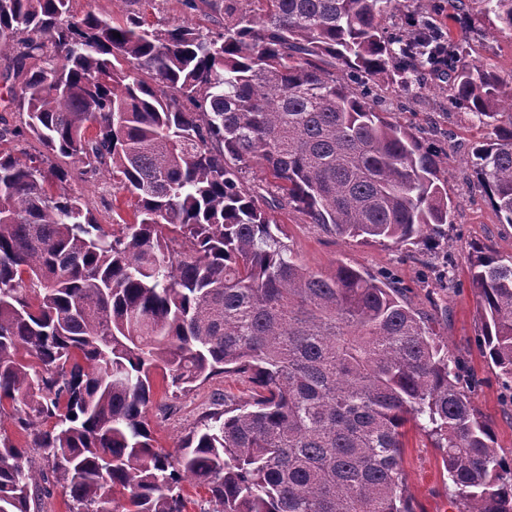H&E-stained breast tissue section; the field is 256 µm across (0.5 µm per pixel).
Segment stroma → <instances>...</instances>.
<instances>
[{"label": "stroma", "mask_w": 512, "mask_h": 512, "mask_svg": "<svg viewBox=\"0 0 512 512\" xmlns=\"http://www.w3.org/2000/svg\"><path fill=\"white\" fill-rule=\"evenodd\" d=\"M443 2L433 0L440 8L438 19L464 48L467 58L494 70L503 84L512 85V32L505 30L496 38L486 39L482 32L490 25L488 17L452 18L443 10ZM395 118L425 129L426 142L447 156L443 168L454 202L447 236L430 247L406 250L326 232L291 207L276 211L274 218L296 258L310 271L330 275L343 263L371 273L389 272L401 282L413 308L431 314L436 307L447 306V319L436 320L434 329L450 352L465 358L476 382L472 404L488 423L501 455L512 460V399L477 346L481 322L468 277L475 250L512 255V224L500 223L470 164L474 147L486 140L488 130L475 125L468 113L442 109L431 91L410 100L407 110L396 113ZM60 165L69 172L63 188L80 196L100 223L132 221V199L119 189L111 172H100L85 182L73 174L71 160H61ZM224 396L237 403L250 401L253 386L244 377L216 374L177 395L157 387L148 418L158 447L178 454L181 439ZM401 469L415 512H456L440 452L418 427L408 430Z\"/></svg>", "instance_id": "1"}]
</instances>
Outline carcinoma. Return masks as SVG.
<instances>
[{"instance_id":"cac0c4a2","label":"carcinoma","mask_w":512,"mask_h":512,"mask_svg":"<svg viewBox=\"0 0 512 512\" xmlns=\"http://www.w3.org/2000/svg\"><path fill=\"white\" fill-rule=\"evenodd\" d=\"M70 0H0L5 79L27 114L0 142V512L58 486L69 512H414L405 425L433 439L458 512H512V462L472 406L475 381L397 281L299 263L272 208L385 246H428L451 223L441 153L376 111L448 77V104L493 137L478 183L512 224V90L440 38L416 0H180L218 23L162 25ZM481 4L512 30V0ZM120 33L114 37L113 33ZM349 77L345 81L336 72ZM109 168L134 199L118 234L59 187ZM258 160L280 195L246 185ZM484 357L512 383V256L469 268ZM244 375L257 391L202 416L175 458L147 417L155 376L186 390ZM24 441L13 440L5 422ZM45 456L38 462L32 451ZM92 10L98 14L110 15L115 21H121L122 16L119 12L113 11L112 0H72L71 11L73 14L82 15L86 11Z\"/></svg>"}]
</instances>
